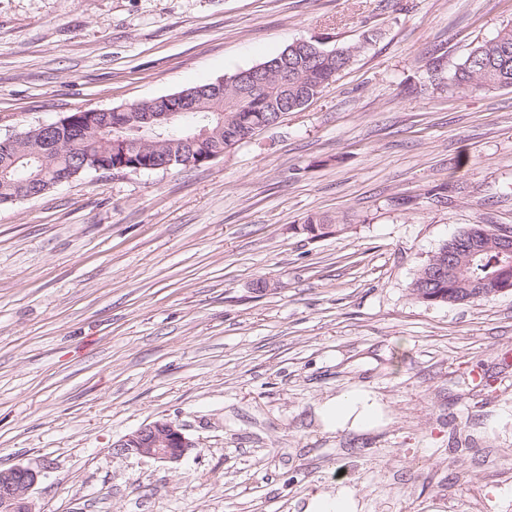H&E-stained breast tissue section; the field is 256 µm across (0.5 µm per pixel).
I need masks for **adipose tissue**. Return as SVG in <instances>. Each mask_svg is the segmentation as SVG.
<instances>
[{
    "label": "adipose tissue",
    "instance_id": "ef3b65f1",
    "mask_svg": "<svg viewBox=\"0 0 512 512\" xmlns=\"http://www.w3.org/2000/svg\"><path fill=\"white\" fill-rule=\"evenodd\" d=\"M382 408L375 397L361 391H349L321 403L317 414L325 430L366 431L378 426Z\"/></svg>",
    "mask_w": 512,
    "mask_h": 512
}]
</instances>
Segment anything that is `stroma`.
Returning <instances> with one entry per match:
<instances>
[{
	"label": "stroma",
	"instance_id": "35a3bbf8",
	"mask_svg": "<svg viewBox=\"0 0 512 512\" xmlns=\"http://www.w3.org/2000/svg\"><path fill=\"white\" fill-rule=\"evenodd\" d=\"M512 0H0V139L228 78L297 39L356 54L197 167L91 171L0 206V469L37 512H512V292L411 284L512 228V88L451 77ZM327 217L339 232L313 238ZM360 389L384 418L326 431ZM167 419L177 464L116 455ZM381 404L375 397L361 391H349L321 403L317 414L324 429L366 431L378 426L382 416ZM354 493L341 488L336 494L314 493L307 501L305 512H358Z\"/></svg>",
	"mask_w": 512,
	"mask_h": 512
}]
</instances>
